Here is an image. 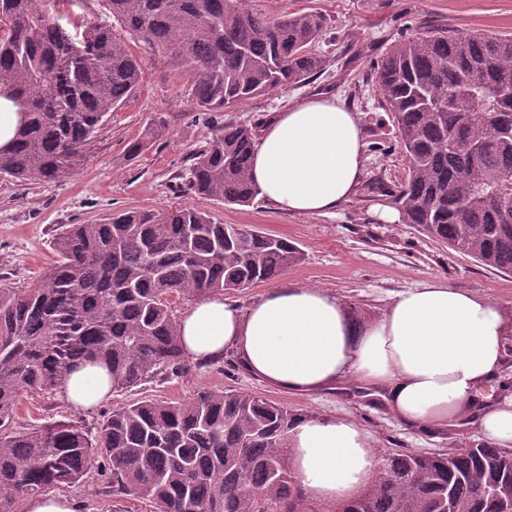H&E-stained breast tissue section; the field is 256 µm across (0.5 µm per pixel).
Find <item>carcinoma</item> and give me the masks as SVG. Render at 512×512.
Instances as JSON below:
<instances>
[{
  "instance_id": "carcinoma-1",
  "label": "carcinoma",
  "mask_w": 512,
  "mask_h": 512,
  "mask_svg": "<svg viewBox=\"0 0 512 512\" xmlns=\"http://www.w3.org/2000/svg\"><path fill=\"white\" fill-rule=\"evenodd\" d=\"M121 28L189 73L185 95L211 119L325 70L312 46L326 16L280 17L244 0H105ZM49 0H0V97L26 116L0 174L55 181L82 161L104 118L143 79L127 39L100 20L73 35ZM386 111L408 175L390 191L405 223L486 267L512 274V35L434 32L392 44L377 62ZM164 121L128 148L139 155ZM256 127L228 124L196 153L188 190L226 205L258 195L250 178ZM56 261L32 288L0 286V512L74 485L107 461L109 494L153 512H321L286 455L302 419L284 404L226 389L183 401L142 397L96 431L55 421L16 427L28 391L51 394L87 363L109 368L112 391L164 380L183 366L173 297L205 299L276 279L304 260L280 237L223 224L185 206L118 211L68 224ZM512 450L478 442L382 455L373 483L338 512H508Z\"/></svg>"
}]
</instances>
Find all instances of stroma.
Here are the masks:
<instances>
[{"label":"stroma","instance_id":"stroma-1","mask_svg":"<svg viewBox=\"0 0 512 512\" xmlns=\"http://www.w3.org/2000/svg\"><path fill=\"white\" fill-rule=\"evenodd\" d=\"M249 9L276 17L303 8L326 15L329 26L314 52L328 65L303 83L249 100L222 112L217 122L202 119L184 94L187 73L139 41L143 80L136 93L108 116L85 162L59 180L24 184L0 177V285L32 286L57 254L54 241L64 224H88L123 209L158 212L196 206L215 220L288 239L305 259L288 267L283 279L330 289L362 318L380 316L395 293L433 277L512 304V275L493 271L429 240L405 223L391 224L374 212L393 205L386 188L405 180L408 159L395 138L374 66L395 41L433 31L512 33V0H246ZM346 101L358 113L368 160L357 196L336 214L305 217L276 211L263 199L227 206L191 195L187 189L193 154L224 124L259 125L288 102L314 95ZM154 119L164 120L162 137L137 157L129 145ZM237 389L288 404L305 416L349 415L368 428L381 451L434 452L479 441L475 429L430 434L398 424L376 398L342 389L313 397L284 394L253 378L244 367L188 363L177 376L113 393L100 408L83 412L58 394H22L16 423L32 430L48 421H80L96 427L112 412L141 397L180 401L201 390ZM106 479L89 472L83 483L62 487L78 512H152L133 495L106 496Z\"/></svg>","mask_w":512,"mask_h":512}]
</instances>
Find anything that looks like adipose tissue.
<instances>
[{"instance_id":"adipose-tissue-1","label":"adipose tissue","mask_w":512,"mask_h":512,"mask_svg":"<svg viewBox=\"0 0 512 512\" xmlns=\"http://www.w3.org/2000/svg\"><path fill=\"white\" fill-rule=\"evenodd\" d=\"M357 113L335 97L305 98L273 113L254 141L251 178L274 208L321 217L353 200L365 169ZM182 352L208 363L234 351L269 386L315 395L352 384L376 390L400 425L432 434L475 428L512 447V393H498L512 344V305L432 278L396 293L385 312L356 318L335 292L290 281L248 309L214 295L186 308ZM67 404L93 409L112 396L106 369L72 372L58 389ZM290 469L306 495L334 505L359 495L381 455L354 419L307 417L288 434Z\"/></svg>"}]
</instances>
